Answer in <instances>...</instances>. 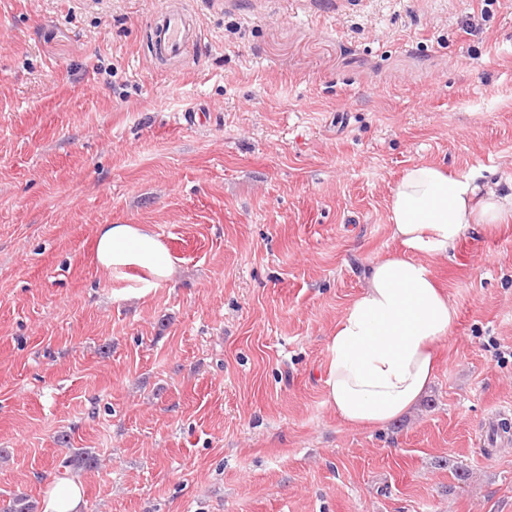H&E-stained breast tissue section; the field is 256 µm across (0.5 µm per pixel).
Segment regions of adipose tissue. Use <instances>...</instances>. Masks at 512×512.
Wrapping results in <instances>:
<instances>
[{
	"instance_id": "ef3b65f1",
	"label": "adipose tissue",
	"mask_w": 512,
	"mask_h": 512,
	"mask_svg": "<svg viewBox=\"0 0 512 512\" xmlns=\"http://www.w3.org/2000/svg\"><path fill=\"white\" fill-rule=\"evenodd\" d=\"M512 218V192H498L476 175H454L433 164L410 167L389 199L390 230L399 247L374 261L366 284L328 340L324 378L329 407L347 425L381 427L402 416L435 379V344L450 336L456 307L436 285L429 258L453 253L463 232ZM94 261L112 277L144 270L131 294L169 280L173 262L144 224H101ZM41 512H83V484L55 476Z\"/></svg>"
}]
</instances>
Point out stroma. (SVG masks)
I'll use <instances>...</instances> for the list:
<instances>
[{
	"instance_id": "obj_1",
	"label": "stroma",
	"mask_w": 512,
	"mask_h": 512,
	"mask_svg": "<svg viewBox=\"0 0 512 512\" xmlns=\"http://www.w3.org/2000/svg\"><path fill=\"white\" fill-rule=\"evenodd\" d=\"M0 0V508L89 448L84 512H512V221L430 259L458 311L387 426L326 403L327 342L432 163L512 182V0ZM203 109L201 121L186 111ZM146 224L171 281L92 260ZM150 30L156 55L163 59L180 58L190 45L199 41L197 24L180 2L158 13L150 24Z\"/></svg>"
}]
</instances>
